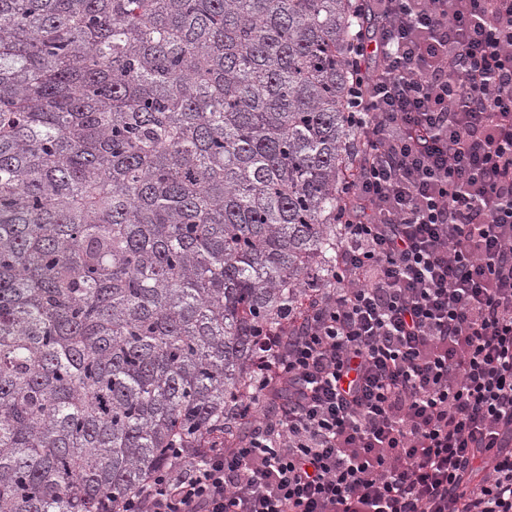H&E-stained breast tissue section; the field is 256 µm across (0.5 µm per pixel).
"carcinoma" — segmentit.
Listing matches in <instances>:
<instances>
[{
    "instance_id": "1",
    "label": "carcinoma",
    "mask_w": 512,
    "mask_h": 512,
    "mask_svg": "<svg viewBox=\"0 0 512 512\" xmlns=\"http://www.w3.org/2000/svg\"><path fill=\"white\" fill-rule=\"evenodd\" d=\"M0 0V512H114L246 436L336 263L369 0Z\"/></svg>"
}]
</instances>
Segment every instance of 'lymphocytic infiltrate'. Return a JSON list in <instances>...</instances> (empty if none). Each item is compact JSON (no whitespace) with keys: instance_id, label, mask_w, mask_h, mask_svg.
Listing matches in <instances>:
<instances>
[{"instance_id":"lymphocytic-infiltrate-1","label":"lymphocytic infiltrate","mask_w":512,"mask_h":512,"mask_svg":"<svg viewBox=\"0 0 512 512\" xmlns=\"http://www.w3.org/2000/svg\"><path fill=\"white\" fill-rule=\"evenodd\" d=\"M336 267L276 329L232 447L116 512H512V0H375Z\"/></svg>"}]
</instances>
